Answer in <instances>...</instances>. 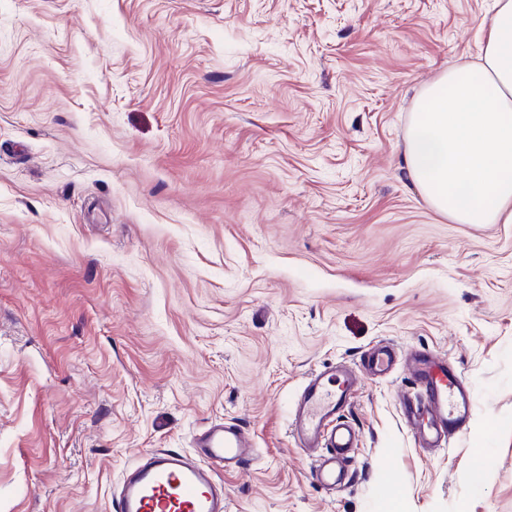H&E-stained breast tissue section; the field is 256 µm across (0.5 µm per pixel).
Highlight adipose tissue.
<instances>
[{
  "label": "adipose tissue",
  "instance_id": "ef3b65f1",
  "mask_svg": "<svg viewBox=\"0 0 512 512\" xmlns=\"http://www.w3.org/2000/svg\"><path fill=\"white\" fill-rule=\"evenodd\" d=\"M477 62L418 94L405 134L410 181L459 224L512 223V0H495Z\"/></svg>",
  "mask_w": 512,
  "mask_h": 512
}]
</instances>
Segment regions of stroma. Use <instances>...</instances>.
Returning <instances> with one entry per match:
<instances>
[{
    "mask_svg": "<svg viewBox=\"0 0 512 512\" xmlns=\"http://www.w3.org/2000/svg\"><path fill=\"white\" fill-rule=\"evenodd\" d=\"M492 0H0V512H109L125 468L236 420L226 512H512V224L410 182L417 92ZM385 344L474 395L444 448L363 380L350 480L288 433ZM480 481H473V467Z\"/></svg>",
    "mask_w": 512,
    "mask_h": 512,
    "instance_id": "obj_1",
    "label": "stroma"
}]
</instances>
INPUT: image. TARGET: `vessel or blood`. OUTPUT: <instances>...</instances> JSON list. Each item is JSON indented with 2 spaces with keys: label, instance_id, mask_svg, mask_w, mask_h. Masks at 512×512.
Masks as SVG:
<instances>
[{
  "label": "vessel or blood",
  "instance_id": "vessel-or-blood-1",
  "mask_svg": "<svg viewBox=\"0 0 512 512\" xmlns=\"http://www.w3.org/2000/svg\"><path fill=\"white\" fill-rule=\"evenodd\" d=\"M391 347H376L368 356L365 373L381 377L391 372ZM407 370L420 390L418 398H404L403 406L426 447H443L449 435L461 431L471 414L473 396L446 357L413 351ZM362 374L346 367L311 372L289 418L296 446L314 459L321 485L346 482L343 456L357 447L359 432L345 422ZM256 454L253 437L233 421L215 422L198 435L192 454L158 449L135 460L111 500L112 512H225L224 470L251 462Z\"/></svg>",
  "mask_w": 512,
  "mask_h": 512
}]
</instances>
